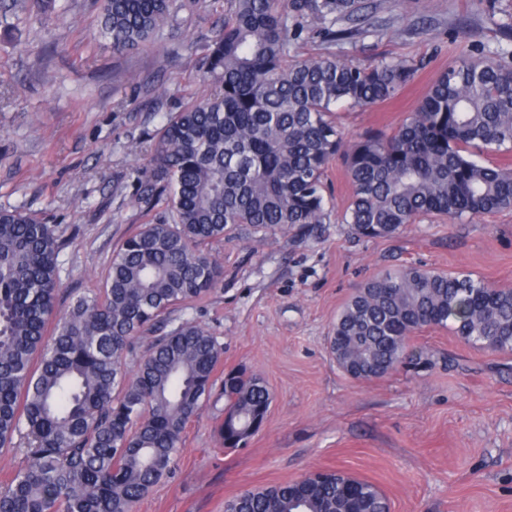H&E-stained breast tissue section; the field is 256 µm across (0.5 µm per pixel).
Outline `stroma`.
Here are the masks:
<instances>
[{"label":"stroma","instance_id":"stroma-1","mask_svg":"<svg viewBox=\"0 0 512 512\" xmlns=\"http://www.w3.org/2000/svg\"><path fill=\"white\" fill-rule=\"evenodd\" d=\"M362 2L360 35H314L294 50L414 68L395 99L341 111L347 140L399 126L460 52L512 66V0ZM223 15L224 0H177L152 44L116 54L95 0H0V208L55 226L60 309L101 287L125 237L165 218L164 203L140 200L137 177L162 115L207 90L201 60ZM206 250L224 278L174 317L213 333L223 370L260 377L271 404L259 432L228 451L224 404L207 401L172 474L136 512H224L243 490L324 469L375 484L391 512H512V354L428 329L396 371L364 381L338 368L328 342L355 288L408 263L512 288V210L426 217L376 239L336 221L274 236L242 229Z\"/></svg>","mask_w":512,"mask_h":512}]
</instances>
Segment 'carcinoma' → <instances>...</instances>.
Here are the masks:
<instances>
[{
    "label": "carcinoma",
    "instance_id": "1",
    "mask_svg": "<svg viewBox=\"0 0 512 512\" xmlns=\"http://www.w3.org/2000/svg\"><path fill=\"white\" fill-rule=\"evenodd\" d=\"M173 0H101L100 34L122 54L146 45ZM361 0H225L203 67L210 90L165 114L140 197L167 196L169 218L142 224L113 253L102 287L63 313L60 241L51 224L0 209V449L27 440L28 462L0 487V512H134L170 472L187 424L215 385L223 347L182 321L145 349L176 309L222 279L204 246L242 226L265 235L328 224L324 176L342 156L352 193L341 213L363 237L393 236L423 217L463 222L512 208V67L466 53L448 65L393 132L349 144L336 107L370 108L410 80L402 62L361 67L333 55L293 59L312 28L354 21ZM55 321L51 335L46 325ZM512 353V289L470 273L403 265L368 279L336 317L332 345L363 380L401 363L423 328ZM137 360L128 373L125 359ZM224 447L251 437L270 393L244 370L221 378ZM224 512H390L373 483L345 472L246 489Z\"/></svg>",
    "mask_w": 512,
    "mask_h": 512
}]
</instances>
